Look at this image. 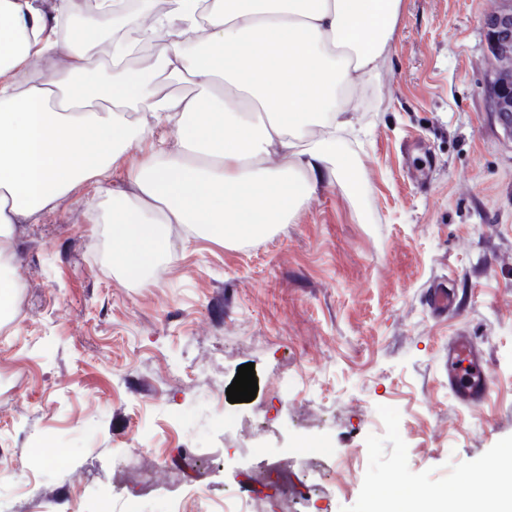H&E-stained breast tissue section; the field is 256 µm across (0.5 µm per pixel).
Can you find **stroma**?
I'll return each mask as SVG.
<instances>
[{"label":"stroma","instance_id":"35a3bbf8","mask_svg":"<svg viewBox=\"0 0 512 512\" xmlns=\"http://www.w3.org/2000/svg\"><path fill=\"white\" fill-rule=\"evenodd\" d=\"M498 6L402 0L353 92L345 170L264 237L167 225L170 252L133 282L112 267V198L94 186L16 225L26 286L0 326V512H231L281 457L324 512L499 487L485 462L512 449V139L487 109L483 26ZM439 284L455 312L430 307ZM461 333L492 381L478 406L443 369ZM249 362L255 399L228 402ZM185 444L219 463L137 502L115 491L123 457L175 469Z\"/></svg>","mask_w":512,"mask_h":512}]
</instances>
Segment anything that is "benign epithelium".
I'll list each match as a JSON object with an SVG mask.
<instances>
[{"instance_id":"obj_1","label":"benign epithelium","mask_w":512,"mask_h":512,"mask_svg":"<svg viewBox=\"0 0 512 512\" xmlns=\"http://www.w3.org/2000/svg\"><path fill=\"white\" fill-rule=\"evenodd\" d=\"M488 41L485 73L488 111L494 121L512 136V0L484 19Z\"/></svg>"}]
</instances>
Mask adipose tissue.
Returning <instances> with one entry per match:
<instances>
[{"mask_svg":"<svg viewBox=\"0 0 512 512\" xmlns=\"http://www.w3.org/2000/svg\"><path fill=\"white\" fill-rule=\"evenodd\" d=\"M401 0H169L142 14L97 0L93 28L61 33L85 0H0V309L17 285L14 227L34 223L75 185L111 192L119 217L112 263L131 279L169 249L183 224L224 242L286 224L335 177L338 132L356 111L339 89L371 75ZM147 28L153 62L122 66L123 37ZM112 71L99 64L101 55ZM193 85L186 95L163 80ZM173 124L175 145L151 150L112 185L113 168L142 148L151 123ZM282 164L269 165L271 156ZM395 512H512V492L482 499L470 486L425 489Z\"/></svg>","mask_w":512,"mask_h":512,"instance_id":"obj_1","label":"adipose tissue"}]
</instances>
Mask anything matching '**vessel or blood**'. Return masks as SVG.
Returning a JSON list of instances; mask_svg holds the SVG:
<instances>
[{
  "label": "vessel or blood",
  "instance_id": "1",
  "mask_svg": "<svg viewBox=\"0 0 512 512\" xmlns=\"http://www.w3.org/2000/svg\"><path fill=\"white\" fill-rule=\"evenodd\" d=\"M448 388L465 406L484 403L491 392V380L483 352L467 336L448 345Z\"/></svg>",
  "mask_w": 512,
  "mask_h": 512
}]
</instances>
